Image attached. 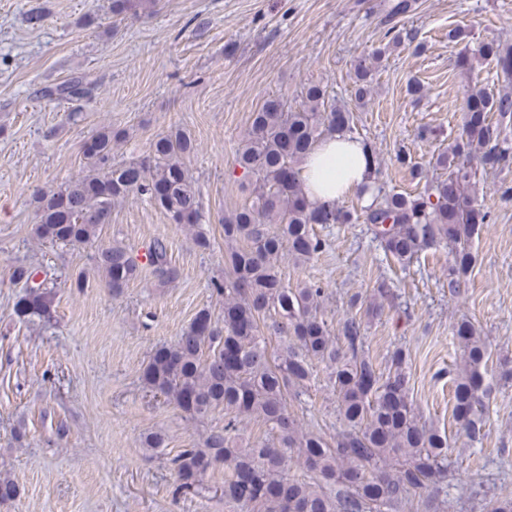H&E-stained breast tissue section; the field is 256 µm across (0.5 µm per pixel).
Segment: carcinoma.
Here are the masks:
<instances>
[{
    "label": "carcinoma",
    "mask_w": 512,
    "mask_h": 512,
    "mask_svg": "<svg viewBox=\"0 0 512 512\" xmlns=\"http://www.w3.org/2000/svg\"><path fill=\"white\" fill-rule=\"evenodd\" d=\"M155 0H113L112 11L132 19L151 12ZM415 0H393L386 15L388 42L354 65L353 92L365 103L374 90L375 63L401 44L396 18L413 12ZM477 58L494 63L501 89L491 95L471 89L465 98L466 119L455 142L432 163L440 175L422 190L397 192L374 181L373 199L359 207L307 201L301 166L322 139L354 137L352 113L329 98L319 83L306 84L302 103L270 97L253 112L240 139L234 164L241 186L252 200L224 215V250L229 274L210 282L211 297L223 318L209 308L168 346L157 348L141 379L180 409L186 418L203 420L224 412V428L210 432L202 448H182L170 458L177 489H190L217 466H224V500L249 512H394L418 498L422 512H445L440 498L448 479V437L420 421L409 396L407 355L393 351L379 367L365 351L363 319L381 317L393 307L394 292L377 281L368 300L350 298L364 318L346 319L334 333L320 313L324 289L284 284L282 261L316 259L326 242L315 224H366L386 254L403 268L423 250L444 246L452 254L448 290L460 294L473 267L471 242L490 215L478 204V170L512 163V142L501 127L512 120V49L494 41L477 49ZM91 93L82 76L42 90L48 102H77ZM126 139L123 129L104 128L84 145L87 173L51 193L33 197L39 214L35 233L45 244L97 245L98 272L113 292L136 279L139 266L120 246L104 245L100 235L112 206L131 195L147 199L169 219L191 232L202 248L211 245L201 227L202 207L189 159L196 150L184 130L156 135L139 158L113 162ZM151 264L160 276L174 278L167 247L156 240ZM41 270L20 265L12 273L31 297L21 299L20 317L48 320L52 291ZM273 319L276 343L266 340ZM462 364L454 385V415L464 434L480 432L487 390L489 344L470 322L455 330ZM324 364L338 395L345 429L329 439L291 418V389L311 377V361ZM257 422L265 430L247 440L240 425ZM306 471L299 478L291 464Z\"/></svg>",
    "instance_id": "obj_1"
}]
</instances>
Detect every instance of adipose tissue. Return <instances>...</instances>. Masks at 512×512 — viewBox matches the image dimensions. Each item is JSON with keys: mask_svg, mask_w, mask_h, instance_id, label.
Listing matches in <instances>:
<instances>
[{"mask_svg": "<svg viewBox=\"0 0 512 512\" xmlns=\"http://www.w3.org/2000/svg\"><path fill=\"white\" fill-rule=\"evenodd\" d=\"M375 158L369 146L346 138L326 139L306 159L301 176L306 194L317 206L373 184Z\"/></svg>", "mask_w": 512, "mask_h": 512, "instance_id": "adipose-tissue-1", "label": "adipose tissue"}]
</instances>
